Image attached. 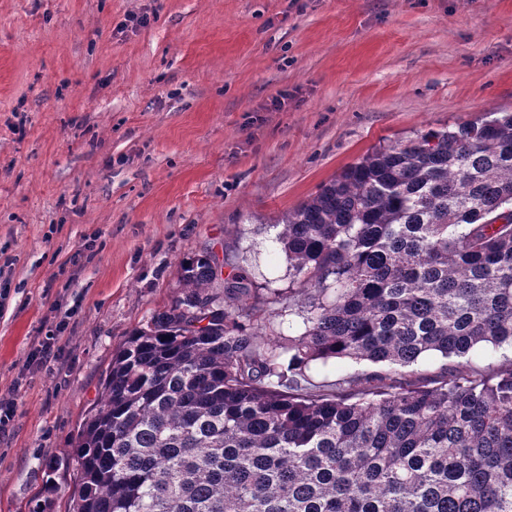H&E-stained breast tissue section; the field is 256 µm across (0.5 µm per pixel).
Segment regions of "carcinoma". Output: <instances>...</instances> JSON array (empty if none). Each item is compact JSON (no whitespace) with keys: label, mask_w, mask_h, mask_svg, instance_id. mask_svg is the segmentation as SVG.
<instances>
[{"label":"carcinoma","mask_w":512,"mask_h":512,"mask_svg":"<svg viewBox=\"0 0 512 512\" xmlns=\"http://www.w3.org/2000/svg\"><path fill=\"white\" fill-rule=\"evenodd\" d=\"M300 334L205 249L182 294L112 354L79 427L73 512H512V112L418 133L346 167L279 223ZM456 358L436 386L402 369ZM383 367L345 393L311 365ZM512 362V348L503 347L493 358H486L480 354H472L468 358V370L465 374L472 376H488L510 365Z\"/></svg>","instance_id":"cac0c4a2"}]
</instances>
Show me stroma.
Masks as SVG:
<instances>
[{
  "label": "stroma",
  "instance_id": "stroma-1",
  "mask_svg": "<svg viewBox=\"0 0 512 512\" xmlns=\"http://www.w3.org/2000/svg\"><path fill=\"white\" fill-rule=\"evenodd\" d=\"M488 112H512V0H0V512L49 482L68 512L71 440L183 258L287 289L284 213L374 148ZM63 319L60 360L29 368ZM373 370L309 379L356 391Z\"/></svg>",
  "mask_w": 512,
  "mask_h": 512
}]
</instances>
